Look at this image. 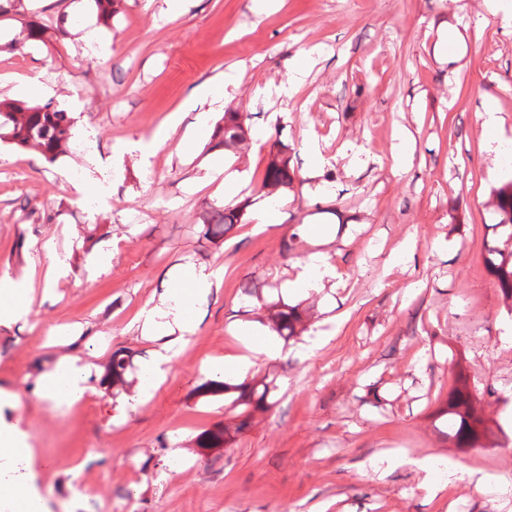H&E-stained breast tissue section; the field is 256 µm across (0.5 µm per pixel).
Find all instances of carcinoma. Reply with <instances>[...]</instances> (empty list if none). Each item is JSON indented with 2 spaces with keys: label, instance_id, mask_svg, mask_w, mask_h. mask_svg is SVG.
<instances>
[{
  "label": "carcinoma",
  "instance_id": "obj_1",
  "mask_svg": "<svg viewBox=\"0 0 512 512\" xmlns=\"http://www.w3.org/2000/svg\"><path fill=\"white\" fill-rule=\"evenodd\" d=\"M122 2L123 0H94L99 23L111 27L112 19L120 12ZM74 125L75 118L70 113L49 103L26 106L0 98V141L21 148H33L49 163L55 162L66 152L73 136ZM249 140V129L243 114L231 107L224 110L222 124L217 127L214 147L239 154L248 148ZM295 180L296 170L292 166L291 148L281 143L273 146L259 191L268 197L282 194L293 188ZM493 196L501 215L499 226L508 232L507 240L512 242V180L494 189ZM244 208L245 205L238 204L213 210L204 224V238L211 242L223 238L235 225L242 223ZM486 266L512 312V250L504 252L497 248L487 249ZM243 291L257 299L260 303L259 310L263 311L262 322L268 324L280 338L286 341L296 340L308 330L305 313L300 306L290 305L281 299L268 303L256 289L248 285L243 287ZM131 363V353L124 350L112 353V364L106 376L112 391H125L132 386V382L127 380ZM276 390L277 385L273 379L239 384L203 379L197 386V391L204 396H222L229 400V408L239 410V422L205 431L200 437V446L222 448L231 442L256 413L269 407V398ZM440 412L448 416L452 428L449 437L455 447L477 448L490 441V428L482 410L478 408L477 398L464 372H459Z\"/></svg>",
  "mask_w": 512,
  "mask_h": 512
}]
</instances>
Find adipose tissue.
Wrapping results in <instances>:
<instances>
[{"mask_svg":"<svg viewBox=\"0 0 512 512\" xmlns=\"http://www.w3.org/2000/svg\"><path fill=\"white\" fill-rule=\"evenodd\" d=\"M337 276V268L328 252L318 250L309 255L303 270L296 278L287 282V291L292 295H305L310 290L318 288L322 282L336 279ZM221 280L220 270L206 267L190 268L182 284L172 289L161 304L142 309L139 321L143 335L150 336L163 329L172 336L171 341L156 351L149 366L153 380L160 381L166 378L180 347L193 335L197 327L196 312L200 303ZM271 336V329L265 325L250 331L246 354L225 356L223 363L218 367L219 372L229 371L243 376L255 366L258 356H278L280 347L278 343L272 341ZM89 378L88 364L77 358L59 359L51 370L43 374L39 397L42 401L55 406L74 404L89 392ZM378 459L391 467L401 462L412 465L422 475V487L427 489L430 497L434 499L445 498L449 482L453 479L468 481L474 495L479 497L493 490L504 493L512 487V479L507 475L491 474L454 462L449 463L447 474H440L431 458L416 457L401 449L384 451L379 454Z\"/></svg>","mask_w":512,"mask_h":512,"instance_id":"ef3b65f1","label":"adipose tissue"}]
</instances>
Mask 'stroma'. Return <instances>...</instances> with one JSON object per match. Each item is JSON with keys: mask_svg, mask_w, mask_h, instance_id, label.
<instances>
[{"mask_svg": "<svg viewBox=\"0 0 512 512\" xmlns=\"http://www.w3.org/2000/svg\"><path fill=\"white\" fill-rule=\"evenodd\" d=\"M164 0H123L106 36L112 52L87 49L90 0H23L0 17V39L24 23L46 26L43 40L0 55V96L18 80L44 85L36 104L73 113L86 137L47 163L36 151L0 142V278L41 280L44 244L64 253L69 274L30 312L0 322V426L16 430L30 461L4 458L0 478L33 484L43 512H442L419 488L413 467L386 474L371 458L387 448L448 458L465 467L495 463L512 475V321L486 271L487 245H502L492 188L505 178L482 144L477 114L496 98L512 138V23L485 0H187L165 18ZM308 56L293 98L276 89ZM240 80L232 101L251 127L272 124L247 155H225L244 174L237 195L244 216L223 241L202 238V224L224 205V176L209 139L189 152L178 144L198 112L219 121L222 107L186 100L215 78ZM179 124L155 152H127L170 117ZM415 143L404 168L393 166L397 127ZM293 150L294 188L279 217L255 188L268 153ZM315 143L322 158L306 151ZM93 169L111 183L108 208L73 183ZM329 224L325 249L340 274L318 292L285 294L304 256L286 249L292 230ZM415 238L414 254L393 263ZM111 256L89 277L92 256ZM223 266L197 329L173 370L149 398L113 395L106 383L114 350L143 368L165 343L142 335L140 310L178 287L189 266ZM269 299L302 304L309 333H331L314 356L301 344L259 359L250 376L275 377L274 404L236 441L200 451L194 441L235 417L223 398L195 389L212 364L245 353L242 324L255 321L244 283ZM79 325L80 335L50 342L47 332ZM64 356L90 364L94 388L76 415L53 411L36 390ZM464 365L493 442L466 451L448 439L439 408Z\"/></svg>", "mask_w": 512, "mask_h": 512, "instance_id": "stroma-1", "label": "stroma"}]
</instances>
